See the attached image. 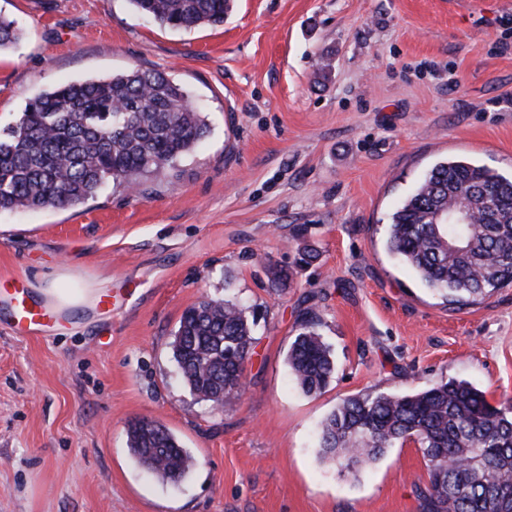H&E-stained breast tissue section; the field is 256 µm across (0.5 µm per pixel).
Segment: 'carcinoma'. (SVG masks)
<instances>
[{
  "instance_id": "cac0c4a2",
  "label": "carcinoma",
  "mask_w": 512,
  "mask_h": 512,
  "mask_svg": "<svg viewBox=\"0 0 512 512\" xmlns=\"http://www.w3.org/2000/svg\"><path fill=\"white\" fill-rule=\"evenodd\" d=\"M130 2L160 26L185 30L222 25L232 8V0ZM22 38L16 21L0 15V51ZM206 133L188 93L157 70L63 84L31 99L0 130V210L75 207L110 181L133 190ZM456 208L471 212L472 222L436 223L438 213ZM388 246L450 304L512 286V178L464 160L435 164L393 213ZM252 343L244 306L206 298L183 313L171 347L184 385L214 404L242 390ZM287 362L304 392L329 384L335 362L313 319H301ZM127 437L137 463L163 480L179 481L193 465L156 421L133 424ZM407 441L428 470V485L415 488L420 512H512V407L493 405L468 382L348 396L319 432L322 458L353 477Z\"/></svg>"
}]
</instances>
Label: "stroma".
Returning a JSON list of instances; mask_svg holds the SVG:
<instances>
[{
  "instance_id": "stroma-1",
  "label": "stroma",
  "mask_w": 512,
  "mask_h": 512,
  "mask_svg": "<svg viewBox=\"0 0 512 512\" xmlns=\"http://www.w3.org/2000/svg\"><path fill=\"white\" fill-rule=\"evenodd\" d=\"M0 14L24 31L0 53L1 129L43 92L135 67L180 84L209 124L139 191L0 210V318L14 279L62 268L112 295L34 337L0 327V512H417L415 444L347 479L318 432L370 391L455 379L512 402V287L450 305L387 246L437 162L512 175V0H234L223 25L191 30L130 0H0ZM206 297L255 321L245 388L217 409L170 347ZM307 313L336 363L316 394L286 360ZM145 419L193 456L180 482L130 455Z\"/></svg>"
}]
</instances>
